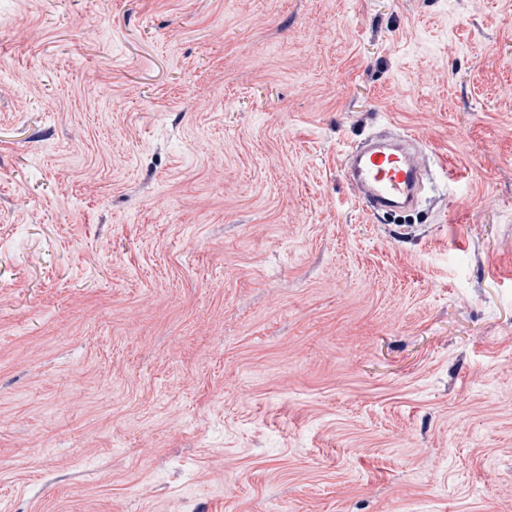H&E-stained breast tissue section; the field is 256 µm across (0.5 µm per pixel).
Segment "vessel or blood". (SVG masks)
<instances>
[{
	"label": "vessel or blood",
	"mask_w": 512,
	"mask_h": 512,
	"mask_svg": "<svg viewBox=\"0 0 512 512\" xmlns=\"http://www.w3.org/2000/svg\"><path fill=\"white\" fill-rule=\"evenodd\" d=\"M341 166L356 200L371 216L418 201L423 152L411 134L398 135L390 145L366 139L343 155Z\"/></svg>",
	"instance_id": "1"
}]
</instances>
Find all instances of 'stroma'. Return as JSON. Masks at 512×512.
<instances>
[{
    "label": "stroma",
    "mask_w": 512,
    "mask_h": 512,
    "mask_svg": "<svg viewBox=\"0 0 512 512\" xmlns=\"http://www.w3.org/2000/svg\"><path fill=\"white\" fill-rule=\"evenodd\" d=\"M0 70V512H512V0H0ZM389 144L392 150L373 136L351 147L342 157L348 185L358 203L373 218L418 201L424 167L419 139L404 133Z\"/></svg>",
    "instance_id": "35a3bbf8"
}]
</instances>
